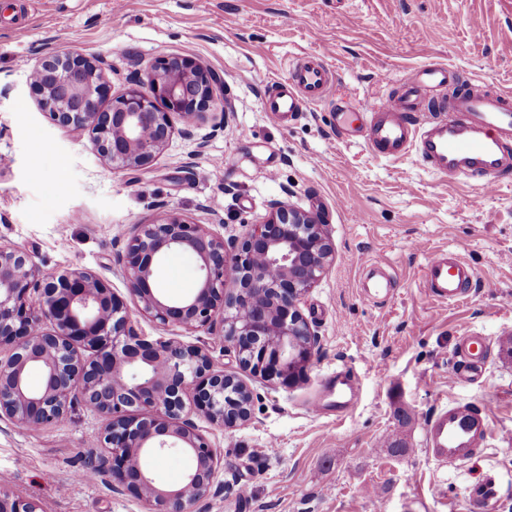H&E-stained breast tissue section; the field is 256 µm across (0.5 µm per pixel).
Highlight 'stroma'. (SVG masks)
I'll use <instances>...</instances> for the list:
<instances>
[{"label":"stroma","instance_id":"obj_1","mask_svg":"<svg viewBox=\"0 0 512 512\" xmlns=\"http://www.w3.org/2000/svg\"><path fill=\"white\" fill-rule=\"evenodd\" d=\"M46 48L106 58L114 97L159 59L194 57L224 84L226 115L174 133L144 170H114L38 105L29 75ZM309 55L333 71L332 93L275 122L266 89ZM427 63L452 69L448 92L486 83L512 96V0H0V242L28 251L43 274L93 272L153 336L121 271L136 225L177 213L229 244L283 197L326 216L332 261L300 304L319 334L307 377L289 388L253 381L251 416L238 427L196 417L218 466L194 512H468V488L486 475L498 512H512V354L497 341L512 329V171L488 192L479 176L446 178L413 152L378 158L333 129L341 94L362 106ZM440 250L476 271L462 301L423 291L422 268ZM369 261L393 275L389 301L367 298ZM199 279V258L180 250L164 256L152 286L180 298ZM472 333L485 338L482 373L451 382L460 338ZM166 335L205 348L214 369L239 368L219 334L174 325ZM340 368L352 371L358 403L339 418L310 414ZM457 402L486 412L491 435L478 458L448 467L428 460L423 422ZM104 424L80 405L39 430L0 420V476L45 512H143L107 477L72 482L89 461L107 462ZM139 466L169 488L191 461L171 450L140 454Z\"/></svg>","mask_w":512,"mask_h":512}]
</instances>
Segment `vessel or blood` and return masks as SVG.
I'll return each instance as SVG.
<instances>
[{
	"mask_svg": "<svg viewBox=\"0 0 512 512\" xmlns=\"http://www.w3.org/2000/svg\"><path fill=\"white\" fill-rule=\"evenodd\" d=\"M442 65H426L418 78L391 94L364 105L373 116L365 143L380 158H396L416 151L436 172L454 178L481 174L486 187H495L505 167V141L512 139V99L483 87L463 88L451 98L424 100L426 86L447 83ZM334 85L333 75L315 56L296 62L288 77L269 93L265 110L283 121L302 106L323 101ZM426 294L443 303L457 302L476 279L475 270L456 254L443 250L430 255L423 269ZM358 400L350 375L339 372L324 384L322 396L310 411L344 415ZM425 453L430 460L465 465L479 453L490 435V424L473 406L453 403L436 410L424 423ZM471 512H496L497 491L491 478L469 488Z\"/></svg>",
	"mask_w": 512,
	"mask_h": 512,
	"instance_id": "1",
	"label": "vessel or blood"
}]
</instances>
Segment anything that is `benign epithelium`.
<instances>
[{
  "label": "benign epithelium",
  "mask_w": 512,
  "mask_h": 512,
  "mask_svg": "<svg viewBox=\"0 0 512 512\" xmlns=\"http://www.w3.org/2000/svg\"><path fill=\"white\" fill-rule=\"evenodd\" d=\"M104 60L51 52L32 68L39 105L69 132L89 135L114 170L149 164L174 134L172 117L192 133L209 110L223 106L214 73L188 56L166 57L106 107L101 97ZM189 249L200 260L198 288L177 301L161 299L151 281L167 253ZM323 218L286 200L270 204L229 255L207 224L177 214L137 225L122 273L139 311L160 328L189 331L222 327L224 349L239 365L268 382L295 384L306 372L317 334L298 304L332 259ZM236 288L228 292L227 280ZM0 420L25 429L58 425L76 404L104 415L99 443L112 460L110 475L149 506V512H192L211 488L218 459L194 421L198 415L226 429L249 420L253 390L239 375L216 371L205 349L149 339L132 325L124 302L93 273L74 269L50 279L27 251L0 244ZM44 371L43 384L25 382L29 367ZM177 448L192 460L180 485L159 488L138 456ZM0 512H44L37 502L0 481Z\"/></svg>",
  "instance_id": "obj_1"
}]
</instances>
